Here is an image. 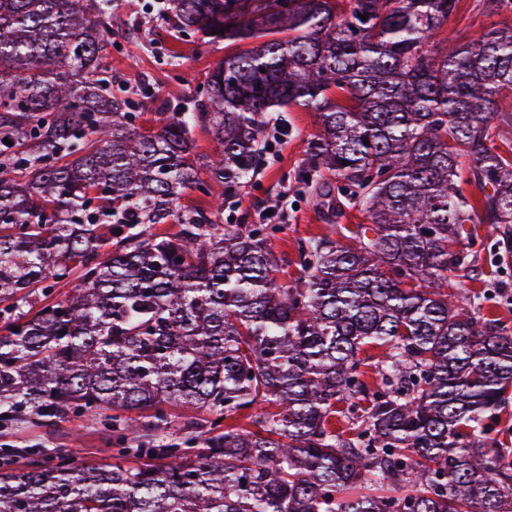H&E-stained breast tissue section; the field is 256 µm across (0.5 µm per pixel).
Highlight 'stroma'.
I'll return each instance as SVG.
<instances>
[{"instance_id":"stroma-1","label":"stroma","mask_w":512,"mask_h":512,"mask_svg":"<svg viewBox=\"0 0 512 512\" xmlns=\"http://www.w3.org/2000/svg\"><path fill=\"white\" fill-rule=\"evenodd\" d=\"M485 0H458L443 36L468 41L492 27L512 28V8L496 13ZM170 17L153 9L152 0H115L112 12V73L129 87H150L152 97L137 120L139 126H154L156 112L163 105L187 102L189 91L203 79L205 68L224 57L223 45L203 46L195 34L172 37ZM266 130H279L280 139L268 150L265 161L251 181L224 200V221L228 224L259 223L261 213L287 195L289 207L285 232L270 239V246L282 265V284L301 272L299 245L306 240L328 236L339 238L345 231L365 223L358 209L343 208L332 214L320 206L302 177L306 168L303 144L319 131L315 113L304 109L268 112ZM477 243L471 248L469 275L459 285L461 294L477 305L481 314L512 328V254L498 249V234L486 225L477 227ZM119 443L112 431V414L97 417L73 416L49 422L39 417L22 423L0 421V454L9 453L15 466L28 461L50 462L71 450L79 462L98 465L112 460Z\"/></svg>"}]
</instances>
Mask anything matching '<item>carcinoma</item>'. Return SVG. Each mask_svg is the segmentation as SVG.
Returning <instances> with one entry per match:
<instances>
[{
    "label": "carcinoma",
    "instance_id": "1",
    "mask_svg": "<svg viewBox=\"0 0 512 512\" xmlns=\"http://www.w3.org/2000/svg\"><path fill=\"white\" fill-rule=\"evenodd\" d=\"M288 2L168 0L175 31L245 48L154 131L112 75V0H0V420L110 411L136 443L1 468L0 512H512V448L483 425L512 390V334L460 297L452 249L486 224L512 253L494 125L512 123V28L436 42L456 0ZM292 107L318 115L306 163L336 180L314 196L370 225L300 245L285 286L269 238L286 225L223 215L258 170L260 117ZM197 127L219 145L205 180ZM189 189L207 207L179 211ZM366 345L386 349L372 384ZM355 399L345 437L331 417ZM179 407L212 419L150 447ZM73 284H68L65 286L59 285L56 288H54L51 292H47L42 288H35L31 292L30 297L28 298V303L26 304L25 307H23L24 312H28L31 315L32 313H34L36 310L40 309L47 303L58 298L62 293L71 288Z\"/></svg>",
    "mask_w": 512,
    "mask_h": 512
}]
</instances>
